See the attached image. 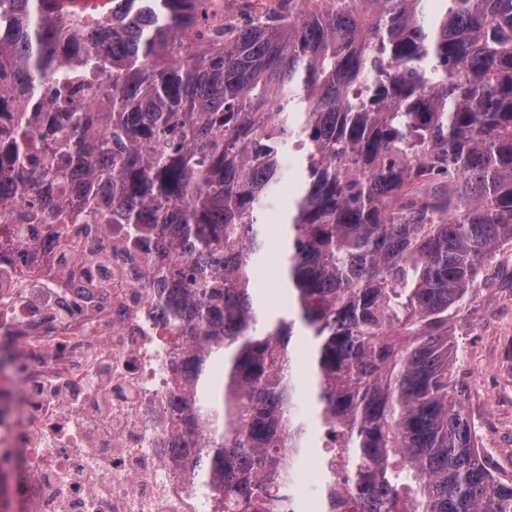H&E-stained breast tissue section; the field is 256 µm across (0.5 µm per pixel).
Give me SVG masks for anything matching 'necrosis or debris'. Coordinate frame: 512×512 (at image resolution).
<instances>
[{
    "label": "necrosis or debris",
    "instance_id": "obj_1",
    "mask_svg": "<svg viewBox=\"0 0 512 512\" xmlns=\"http://www.w3.org/2000/svg\"><path fill=\"white\" fill-rule=\"evenodd\" d=\"M162 260L142 224L0 227V512H210Z\"/></svg>",
    "mask_w": 512,
    "mask_h": 512
}]
</instances>
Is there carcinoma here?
Segmentation results:
<instances>
[{
  "instance_id": "obj_1",
  "label": "carcinoma",
  "mask_w": 512,
  "mask_h": 512,
  "mask_svg": "<svg viewBox=\"0 0 512 512\" xmlns=\"http://www.w3.org/2000/svg\"><path fill=\"white\" fill-rule=\"evenodd\" d=\"M62 2L0 0V219L157 228L213 512H297L311 448L318 512H512L448 332L512 243V0ZM289 152L292 306L260 331Z\"/></svg>"
}]
</instances>
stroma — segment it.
<instances>
[{
    "label": "stroma",
    "mask_w": 512,
    "mask_h": 512,
    "mask_svg": "<svg viewBox=\"0 0 512 512\" xmlns=\"http://www.w3.org/2000/svg\"><path fill=\"white\" fill-rule=\"evenodd\" d=\"M295 159H288L280 203L266 219L265 250L257 270L259 302L266 316L288 311L281 276H270L280 265L282 222L298 185ZM457 354L451 378L462 390L464 406L474 424L486 427L493 458L512 474V245L505 246L479 276V286L451 323Z\"/></svg>",
    "instance_id": "1"
}]
</instances>
